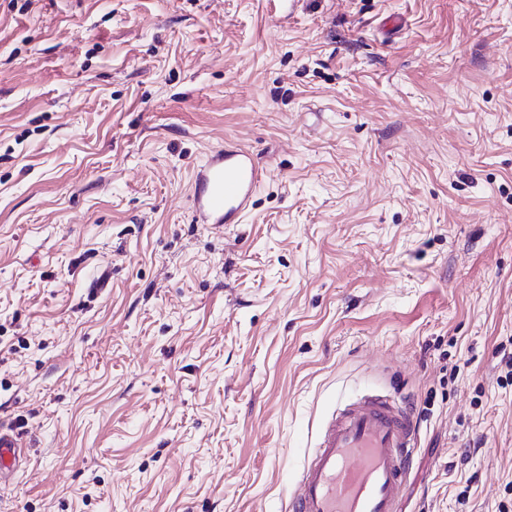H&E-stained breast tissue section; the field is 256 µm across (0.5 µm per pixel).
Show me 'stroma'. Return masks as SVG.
<instances>
[{"mask_svg": "<svg viewBox=\"0 0 512 512\" xmlns=\"http://www.w3.org/2000/svg\"><path fill=\"white\" fill-rule=\"evenodd\" d=\"M366 389L401 512H512V0H0V512H288ZM262 180V169L251 151L229 143L214 150L193 173L194 222L219 228L238 223ZM20 437L14 428L0 425V479L5 471L14 469L20 461Z\"/></svg>", "mask_w": 512, "mask_h": 512, "instance_id": "obj_1", "label": "stroma"}]
</instances>
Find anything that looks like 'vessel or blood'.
<instances>
[{
	"instance_id": "1",
	"label": "vessel or blood",
	"mask_w": 512,
	"mask_h": 512,
	"mask_svg": "<svg viewBox=\"0 0 512 512\" xmlns=\"http://www.w3.org/2000/svg\"><path fill=\"white\" fill-rule=\"evenodd\" d=\"M262 180L251 151L214 150L193 173L195 223H238ZM416 446L413 416L396 398L369 391L338 403L289 492L290 512H400ZM20 448L15 429L0 425V475L18 465Z\"/></svg>"
}]
</instances>
